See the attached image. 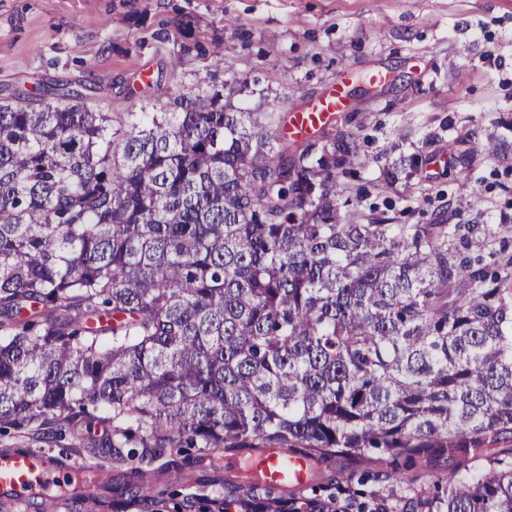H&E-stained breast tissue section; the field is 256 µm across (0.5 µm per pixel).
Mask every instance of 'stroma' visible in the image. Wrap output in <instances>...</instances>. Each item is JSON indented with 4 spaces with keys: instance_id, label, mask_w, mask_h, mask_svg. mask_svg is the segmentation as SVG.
<instances>
[{
    "instance_id": "1",
    "label": "stroma",
    "mask_w": 512,
    "mask_h": 512,
    "mask_svg": "<svg viewBox=\"0 0 512 512\" xmlns=\"http://www.w3.org/2000/svg\"><path fill=\"white\" fill-rule=\"evenodd\" d=\"M215 43L233 71L198 54ZM345 65L358 74L350 105L325 133L358 138L362 209L398 224H469L478 254L512 256V0H0V93L84 83L95 90L90 106L116 123L227 85L242 111L294 112ZM374 70L388 81L370 82ZM7 450L48 451L115 477L141 464L28 435H0ZM197 454L200 466L175 486L180 512L232 493L220 480L224 452ZM429 474L408 492L390 481L368 488L391 512H418Z\"/></svg>"
}]
</instances>
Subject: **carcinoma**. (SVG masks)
Listing matches in <instances>:
<instances>
[{
    "mask_svg": "<svg viewBox=\"0 0 512 512\" xmlns=\"http://www.w3.org/2000/svg\"><path fill=\"white\" fill-rule=\"evenodd\" d=\"M46 85L0 98V433L49 444L286 448L409 486L429 512H512V258L456 224H361L340 131L296 140L220 90L172 112L85 107ZM181 458L123 484L156 512ZM288 492L236 487L217 512Z\"/></svg>",
    "mask_w": 512,
    "mask_h": 512,
    "instance_id": "cac0c4a2",
    "label": "carcinoma"
}]
</instances>
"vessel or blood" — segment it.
<instances>
[{
	"label": "vessel or blood",
	"instance_id": "1",
	"mask_svg": "<svg viewBox=\"0 0 512 512\" xmlns=\"http://www.w3.org/2000/svg\"><path fill=\"white\" fill-rule=\"evenodd\" d=\"M355 76L350 68H341L328 92L313 106L292 113L288 123L290 137L300 139L312 130L331 122L346 111L349 87ZM66 462L52 454L27 451L0 453V500L21 502L46 483L56 472L65 470ZM258 467L264 482L278 488H303L307 482L308 464L305 460L277 450L263 456Z\"/></svg>",
	"mask_w": 512,
	"mask_h": 512
}]
</instances>
